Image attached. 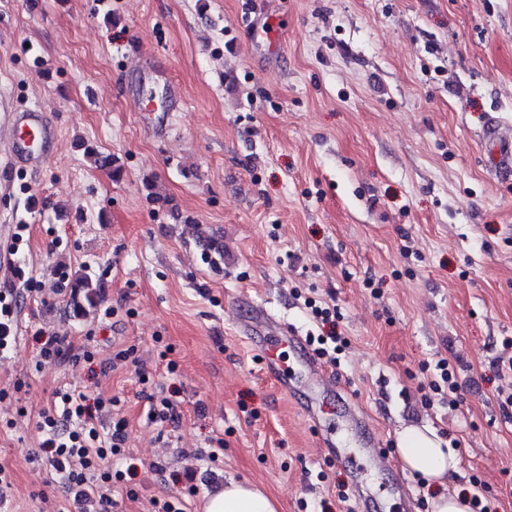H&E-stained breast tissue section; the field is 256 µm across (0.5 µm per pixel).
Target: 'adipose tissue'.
<instances>
[{"mask_svg": "<svg viewBox=\"0 0 512 512\" xmlns=\"http://www.w3.org/2000/svg\"><path fill=\"white\" fill-rule=\"evenodd\" d=\"M397 447L403 469L422 477L435 488L431 512H471L467 497L446 490L449 474L455 472L458 457L445 447L437 432L427 426L407 425L397 433ZM203 512H278L276 501L250 483L231 480L210 493Z\"/></svg>", "mask_w": 512, "mask_h": 512, "instance_id": "obj_1", "label": "adipose tissue"}]
</instances>
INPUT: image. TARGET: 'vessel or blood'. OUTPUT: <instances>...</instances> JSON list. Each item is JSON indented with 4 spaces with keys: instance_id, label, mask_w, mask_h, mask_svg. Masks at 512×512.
<instances>
[{
    "instance_id": "vessel-or-blood-1",
    "label": "vessel or blood",
    "mask_w": 512,
    "mask_h": 512,
    "mask_svg": "<svg viewBox=\"0 0 512 512\" xmlns=\"http://www.w3.org/2000/svg\"><path fill=\"white\" fill-rule=\"evenodd\" d=\"M0 125L8 132V150L0 160V183L9 184L14 170L37 171L53 157L59 141L57 126L45 112L36 108L0 111ZM487 136L495 140L494 164L499 172H512V142L500 139L498 125H490ZM241 338L262 358L265 374L278 389L293 393L304 389L306 399L302 411L312 423H319L323 400L335 392V376L310 349L304 337L287 323L273 318L264 310L254 311L240 327ZM344 426L351 431H363V445L373 451L371 462L381 466L382 455L377 447L380 438L367 432L362 414L349 412Z\"/></svg>"
}]
</instances>
